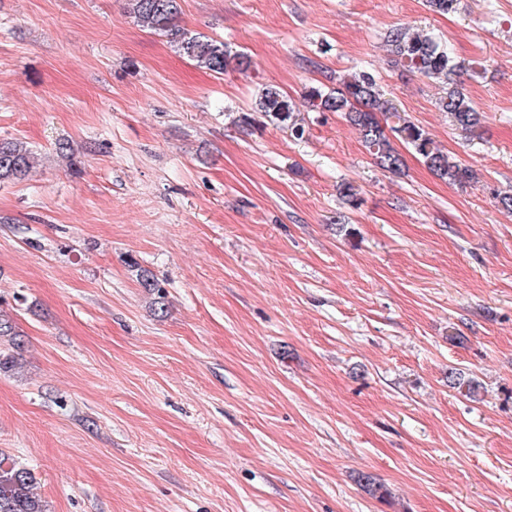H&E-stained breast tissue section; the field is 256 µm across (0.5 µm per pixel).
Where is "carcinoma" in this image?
I'll return each instance as SVG.
<instances>
[{
  "label": "carcinoma",
  "mask_w": 512,
  "mask_h": 512,
  "mask_svg": "<svg viewBox=\"0 0 512 512\" xmlns=\"http://www.w3.org/2000/svg\"><path fill=\"white\" fill-rule=\"evenodd\" d=\"M128 8L137 22L166 36L179 54L217 75L229 70L243 72L250 67L247 55L232 51L224 41L182 27L180 0H128ZM385 46L396 65L447 86L440 107L451 115L456 126L472 130L480 124L481 114L458 80L460 66L441 40L401 25L386 33ZM305 102L309 112L344 114L358 131L375 165L383 171L398 172L403 168L404 157L394 147V140L401 139L439 178L453 183L474 179L472 169L438 146L428 132L401 120L396 108L382 97L376 78L369 72L356 71L339 77L334 88L313 86L306 91ZM255 111L288 127L297 139L305 134L303 119L294 103L273 88L263 90ZM382 112L389 113L397 122L381 124L377 114ZM35 165V154L24 142L0 140V181L24 180ZM140 280L148 293L157 296L159 311H164L165 287L145 270L141 271ZM18 336L13 321L0 314V339L6 337L10 347L18 348ZM35 484L36 476L31 469L0 453V512H50L47 502L34 492Z\"/></svg>",
  "instance_id": "cac0c4a2"
}]
</instances>
